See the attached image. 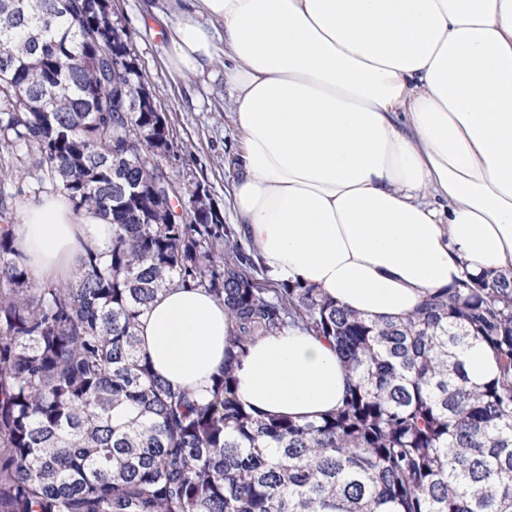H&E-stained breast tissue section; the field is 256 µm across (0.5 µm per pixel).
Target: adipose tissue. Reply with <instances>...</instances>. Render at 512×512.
<instances>
[{
	"label": "adipose tissue",
	"mask_w": 512,
	"mask_h": 512,
	"mask_svg": "<svg viewBox=\"0 0 512 512\" xmlns=\"http://www.w3.org/2000/svg\"><path fill=\"white\" fill-rule=\"evenodd\" d=\"M168 65L205 75L224 58L243 138L237 222L271 279L301 280L372 319L411 315L463 272L512 269V0H168ZM39 278L104 251L112 227L58 194L15 225ZM223 303L158 294L141 351L205 395L231 346ZM260 413L313 420L346 373L291 330L236 370Z\"/></svg>",
	"instance_id": "obj_1"
}]
</instances>
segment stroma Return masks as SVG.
<instances>
[{
    "mask_svg": "<svg viewBox=\"0 0 512 512\" xmlns=\"http://www.w3.org/2000/svg\"><path fill=\"white\" fill-rule=\"evenodd\" d=\"M159 5L160 0H116L113 18L129 35L144 78L166 117L174 153L163 166L182 187L207 185L225 224L236 226L231 200L242 136L232 113L224 108L230 92L224 84V66L216 64L204 77L168 69L166 28L155 13Z\"/></svg>",
    "mask_w": 512,
    "mask_h": 512,
    "instance_id": "1",
    "label": "stroma"
}]
</instances>
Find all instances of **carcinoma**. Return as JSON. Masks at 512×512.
<instances>
[{
    "mask_svg": "<svg viewBox=\"0 0 512 512\" xmlns=\"http://www.w3.org/2000/svg\"><path fill=\"white\" fill-rule=\"evenodd\" d=\"M146 91L112 0H0V512H512V271L380 321L266 284L206 186L184 193L158 162L174 143ZM29 177L112 224L74 286L35 277L12 233ZM171 287L234 321L203 400L140 354V318ZM291 329L346 368L319 419L238 395L249 349ZM471 340L497 368L479 385Z\"/></svg>",
    "mask_w": 512,
    "mask_h": 512,
    "instance_id": "carcinoma-1",
    "label": "carcinoma"
}]
</instances>
